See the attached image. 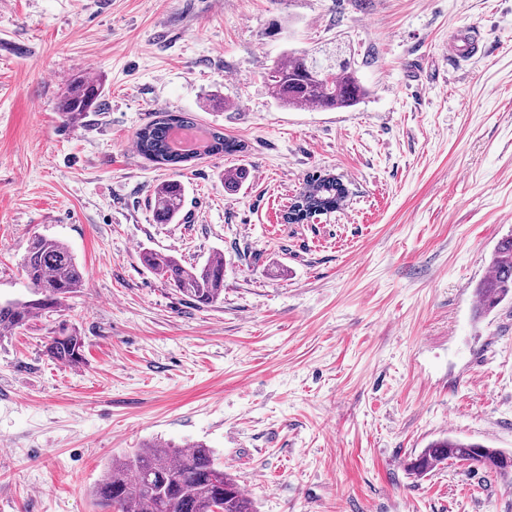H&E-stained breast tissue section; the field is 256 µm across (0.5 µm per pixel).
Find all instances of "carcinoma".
<instances>
[{"label":"carcinoma","instance_id":"obj_1","mask_svg":"<svg viewBox=\"0 0 512 512\" xmlns=\"http://www.w3.org/2000/svg\"><path fill=\"white\" fill-rule=\"evenodd\" d=\"M267 84L276 100L292 108L351 107L365 95L348 63L336 61L322 74L313 58L296 51L283 55L273 65L267 73ZM101 96L99 83L84 76L74 77L68 81L59 101V115L74 123L99 108ZM196 123V116L190 112H159L137 131L136 150L161 168L177 169L192 158L171 150L168 128ZM209 135L208 154L239 151V144L224 137V132L211 129ZM247 177L244 168L229 171L224 174V188L235 191ZM299 198L302 210L291 206L284 217L285 223H301L302 213L308 211L334 212L344 206L347 196L342 178L329 173L308 177ZM184 205L185 187L181 182L168 180L156 186L152 202L156 223L172 224L185 218ZM143 262L199 307L212 306L224 298L221 254L200 267L185 266L175 257L157 252L144 253ZM489 266V276L474 290L478 316L512 298V236L498 243ZM22 271L29 295L0 301V332H12L37 317L60 312L64 301L84 283L83 273L70 249L48 237L32 240L23 258ZM84 347L82 337L62 326L46 343L45 352L56 362L76 367L84 361ZM448 460L468 461L494 473L512 470V454L450 436L429 443L407 463V471L421 478ZM92 496L100 512H213L219 502L224 512H257L236 479L216 463L214 452L203 443L181 448L145 445L114 459Z\"/></svg>","mask_w":512,"mask_h":512}]
</instances>
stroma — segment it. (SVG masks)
<instances>
[{"label":"stroma","instance_id":"obj_1","mask_svg":"<svg viewBox=\"0 0 512 512\" xmlns=\"http://www.w3.org/2000/svg\"><path fill=\"white\" fill-rule=\"evenodd\" d=\"M464 25L482 51L459 61ZM325 47L365 98L282 106L268 70ZM77 75L105 106L69 125ZM158 112L242 149L157 168L134 144ZM313 171L345 205L283 223ZM171 178L184 224L153 218ZM511 234L512 0H0V299L26 293L36 236L84 276L61 315L0 336V512H98L114 457L192 442L258 512H512V473L406 471L448 435L512 452V301L479 317L474 298ZM147 250L223 254V301L192 305ZM62 320L80 366L45 353ZM467 42L471 46H476L478 48V37L474 30V27L471 25H466L457 29L450 36L448 41V53L459 59L465 58L463 50Z\"/></svg>","mask_w":512,"mask_h":512}]
</instances>
